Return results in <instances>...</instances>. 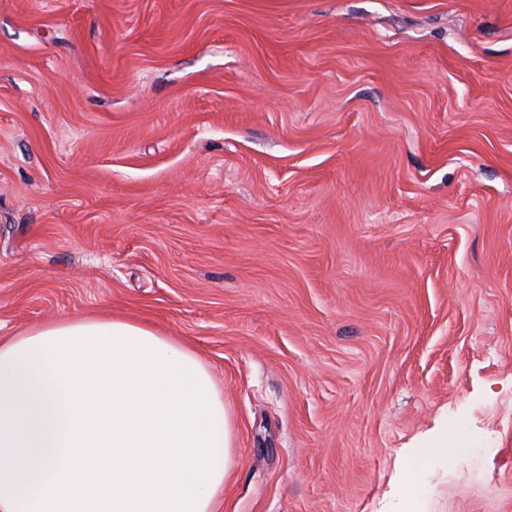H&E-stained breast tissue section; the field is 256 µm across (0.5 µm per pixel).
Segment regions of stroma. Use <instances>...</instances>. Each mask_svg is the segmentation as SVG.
Wrapping results in <instances>:
<instances>
[{
	"instance_id": "stroma-1",
	"label": "stroma",
	"mask_w": 512,
	"mask_h": 512,
	"mask_svg": "<svg viewBox=\"0 0 512 512\" xmlns=\"http://www.w3.org/2000/svg\"><path fill=\"white\" fill-rule=\"evenodd\" d=\"M112 318L220 391L213 512L442 438L415 512H512V0H0V336Z\"/></svg>"
}]
</instances>
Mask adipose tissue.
Instances as JSON below:
<instances>
[{
    "instance_id": "ef3b65f1",
    "label": "adipose tissue",
    "mask_w": 512,
    "mask_h": 512,
    "mask_svg": "<svg viewBox=\"0 0 512 512\" xmlns=\"http://www.w3.org/2000/svg\"><path fill=\"white\" fill-rule=\"evenodd\" d=\"M224 400L191 349L123 320L0 340V512H213Z\"/></svg>"
}]
</instances>
